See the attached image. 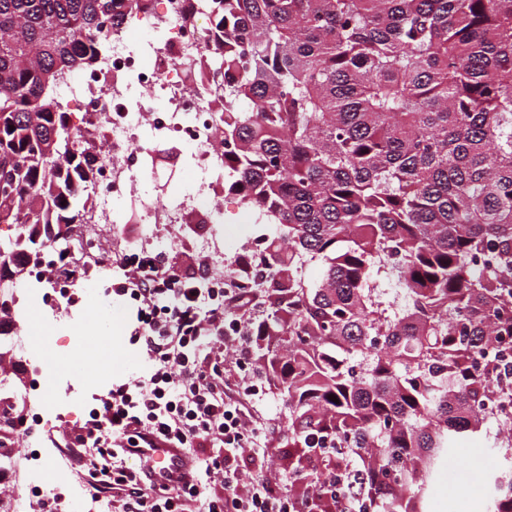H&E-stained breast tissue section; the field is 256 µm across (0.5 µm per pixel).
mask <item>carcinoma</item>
Returning <instances> with one entry per match:
<instances>
[{
  "instance_id": "obj_1",
  "label": "carcinoma",
  "mask_w": 512,
  "mask_h": 512,
  "mask_svg": "<svg viewBox=\"0 0 512 512\" xmlns=\"http://www.w3.org/2000/svg\"><path fill=\"white\" fill-rule=\"evenodd\" d=\"M146 0H0V243L10 277L86 224L104 145L60 106ZM224 113V186L275 226L253 262L259 361L288 402L311 512H425L458 441L495 426L512 512V0H197ZM321 267L313 285L301 276ZM397 268L396 310L374 284ZM335 396L338 402L330 400ZM361 479L344 506L321 493Z\"/></svg>"
}]
</instances>
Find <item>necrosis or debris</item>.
<instances>
[{"label":"necrosis or debris","mask_w":512,"mask_h":512,"mask_svg":"<svg viewBox=\"0 0 512 512\" xmlns=\"http://www.w3.org/2000/svg\"><path fill=\"white\" fill-rule=\"evenodd\" d=\"M192 9V0H151L148 11L110 33L102 68L82 73L60 94L68 111L81 113L87 123H104L106 156L97 160L96 179L86 189L91 199L88 220L100 228V235L68 234L56 241L54 251L87 262L99 277L111 276L116 266L112 239L104 234L121 221L113 208L115 197L123 188L146 179L142 160L151 146L176 140L189 150L193 189L161 201L144 199L141 221L146 235L158 245H166V238L156 234L157 225L180 223L189 210L207 211L215 228L197 245L213 269L214 287H224L228 281L222 271L224 248L219 230L224 206L214 192L215 184L224 178V148L217 136L224 116L204 104L208 83L186 82L178 68L185 55H203L213 37L205 14H195L194 23H185L184 17L193 14ZM132 28L156 33L157 38L132 41L128 36Z\"/></svg>","instance_id":"1"}]
</instances>
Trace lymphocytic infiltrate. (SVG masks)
Listing matches in <instances>:
<instances>
[{"mask_svg":"<svg viewBox=\"0 0 512 512\" xmlns=\"http://www.w3.org/2000/svg\"><path fill=\"white\" fill-rule=\"evenodd\" d=\"M122 260L115 293L137 304L133 338L149 374L113 384L98 415L64 433L59 452L83 495L112 512H305L272 477L244 484L228 464L229 455L273 432L257 420L251 384L224 375L225 345L252 332V318L224 314L243 307L239 293L206 287L205 276L139 258L134 249ZM158 448L205 455L175 476L152 463Z\"/></svg>","mask_w":512,"mask_h":512,"instance_id":"lymphocytic-infiltrate-1","label":"lymphocytic infiltrate"}]
</instances>
